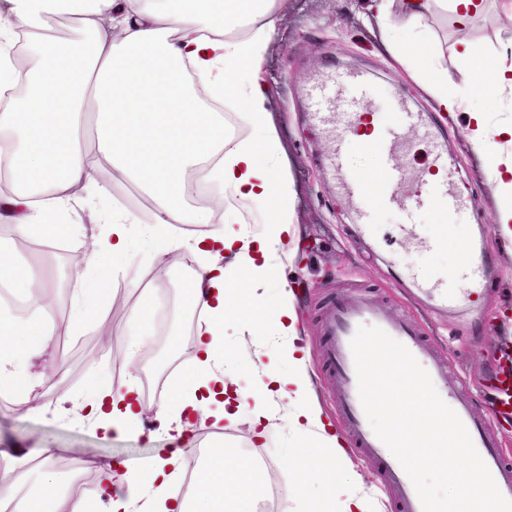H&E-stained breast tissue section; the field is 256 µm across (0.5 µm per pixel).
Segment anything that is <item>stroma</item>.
I'll list each match as a JSON object with an SVG mask.
<instances>
[{
  "mask_svg": "<svg viewBox=\"0 0 512 512\" xmlns=\"http://www.w3.org/2000/svg\"><path fill=\"white\" fill-rule=\"evenodd\" d=\"M365 8V0H279V24L263 79L264 93L272 103L287 151L288 174L297 189L294 207L300 217L302 247L286 268L285 277L295 289V304L311 350L314 393L334 427H341L322 373L321 311L330 300L359 290L385 305L394 319L414 320L447 361L449 376L464 379L475 412L488 414L494 404L486 385L497 371L499 355H512V245L503 243L496 233L495 202L481 172L482 163L465 148L464 114L451 119L435 110L431 99L364 26ZM503 15L501 0H486L484 10L462 26L452 15L439 11L429 14L423 24L439 64L457 81L467 80L468 72L454 53L457 43L467 41L477 52L493 55L501 40L512 35V23H503ZM341 72L368 74L385 95L396 96L410 111L419 113L421 128L404 130L409 145L405 169L412 176H419L432 164L436 151L447 153L448 180L465 204L459 222L488 259L490 286L476 302L466 301L459 309L447 310L416 288L417 282L428 281L459 264L455 243L430 251L417 244L407 245L399 234L402 213L381 207L374 195L366 199L374 212V231H365L358 224L330 163L339 133L317 125L310 112L311 84ZM125 190V185L115 184L103 195L82 190L73 197L64 221L77 225L78 230L67 239L63 253L36 254L0 236V251L9 254L17 265L36 263L50 272V298L62 322L50 338L56 364L37 360L31 368L38 379L31 394L37 403L35 410L21 408L16 395L0 394V451L28 459L23 489L37 484L42 462L61 470L79 448L86 456L135 467L168 445L165 436L159 434L151 442L139 436L103 435L89 424L76 423L71 404L73 398L87 393L91 382L125 379L130 333L127 310L147 293L165 297L171 304L163 326L150 329L147 344L154 347L153 356L139 367L148 381L150 400L167 405L175 376L193 368L198 316L182 309L179 299L182 288L201 273L203 263L190 262L166 280H159L156 264L148 259V247L138 237L112 273V291L124 294L125 310L116 312L106 305L79 331L71 332L64 326L70 318L75 288L92 285L91 278L79 281L74 273L85 270L88 244L106 234L113 211L122 206L119 196ZM208 193L212 201L205 208L207 223L188 229L173 225L178 243L209 235L223 227L227 215L251 231H261L258 212L222 197L219 189L209 188ZM247 424V418H240L237 426L225 429L220 436L198 429L196 449L188 455L187 464H201L207 450L217 446L250 451L249 440L240 433ZM299 446L280 420L269 423L263 449L274 458L272 482L281 492V512H300L303 496L320 492L315 481L300 489L294 486L289 461L297 457ZM47 448L56 449L53 459H45L43 451ZM348 455L374 512H397L394 500L381 486L376 465L356 450H349Z\"/></svg>",
  "mask_w": 512,
  "mask_h": 512,
  "instance_id": "stroma-1",
  "label": "stroma"
}]
</instances>
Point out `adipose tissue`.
<instances>
[{
    "label": "adipose tissue",
    "mask_w": 512,
    "mask_h": 512,
    "mask_svg": "<svg viewBox=\"0 0 512 512\" xmlns=\"http://www.w3.org/2000/svg\"><path fill=\"white\" fill-rule=\"evenodd\" d=\"M392 0H374L372 20L393 57L405 64L439 111L469 115L466 142L486 162V174L500 203L495 213L498 235L512 242V121L491 124L481 102L512 95V36L494 56L474 53L459 42L456 56L469 77L457 83L440 66L422 27L432 8L464 23L484 8V0H404L407 30L391 18ZM14 16L24 21L30 63L18 74L10 54L14 30L0 27V176L14 185L9 202L19 212V236L52 238L67 234L36 197L55 194L53 206L65 208L72 188L96 183L101 165L120 181L139 184L155 204L152 224L141 233L150 260L164 265L176 247L169 227L200 224L205 216L185 203L184 174L200 169L217 180L225 195L258 209L262 232L247 231L225 219L221 230L186 243L184 259H209L202 274L187 285L182 308L202 311L198 326L196 372L170 389V405L160 413L169 446L137 468L91 461L105 486V496L78 494L60 501L57 476L41 466L38 488L23 492L17 483L0 482V497L14 512H189L186 499L172 486L191 452L195 422L235 423L251 416L254 438L271 420L269 406L282 401L281 418L306 452L294 467L297 480L319 477L320 498L307 512H369V501L355 480L345 477V443L326 427L313 399L308 349L294 305L282 284L284 268L299 251L296 213L290 205L294 186L285 170L282 146L270 120L271 106L259 94L264 62L275 27L277 0H9ZM63 14L74 36L55 42L44 19ZM116 21V30L103 25ZM25 81V96L12 95ZM207 86L214 97L235 95L245 105L243 118L256 134L245 143L222 135L221 122L203 110L193 83ZM131 214L116 211L112 227L89 255L98 303L111 299L108 288L116 259L132 241ZM22 288L34 310L25 317L0 310V393L31 391L34 379L9 361L28 357L20 339L49 335L44 315L52 305L35 269L19 267L0 252V282ZM276 294H268L271 282ZM283 342L287 371L264 362L259 331ZM235 336L249 344L247 365L233 362L224 344ZM74 409L106 435H139L143 411L134 381L119 387L93 384ZM268 474L255 458L233 448L210 449L197 468L194 498L200 512H256Z\"/></svg>",
    "instance_id": "adipose-tissue-1"
}]
</instances>
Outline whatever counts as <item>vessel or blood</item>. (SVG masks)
<instances>
[{"mask_svg":"<svg viewBox=\"0 0 512 512\" xmlns=\"http://www.w3.org/2000/svg\"><path fill=\"white\" fill-rule=\"evenodd\" d=\"M379 93L371 80L362 73L346 72L316 84L311 92L314 116L324 125L340 122L356 127L367 117H375L372 127L374 139L370 145L376 154L379 168L375 175L345 168L344 153H335L332 161L341 178V188L353 205L360 223L370 224L371 217L363 205L368 190H375L383 203L401 209L406 218L403 230L415 236L419 228L412 219L416 211L436 207L446 214L449 223H456L464 203L451 188L448 180L413 181L402 176L394 156L403 137L394 127L378 120ZM487 265L484 256L469 259L456 270L426 284L435 301L444 308L453 307L461 297L480 295ZM325 377L335 390L336 411L345 424L346 431L364 455L377 461L382 486L393 493L400 505V512H422L413 484L407 474L372 430L358 395L357 375L351 350V340L362 326H377L392 338L403 343L418 363L425 368L442 398L460 417L470 437L490 470L500 492L512 499V462L503 452L508 434L504 426L512 419V363L502 362L490 388L497 404L498 423L486 421L473 411L465 395L462 380L450 379L448 365L427 338L421 336L414 322L397 321L390 317L384 306L359 295L342 298L327 304L322 312Z\"/></svg>","mask_w":512,"mask_h":512,"instance_id":"1","label":"vessel or blood"}]
</instances>
